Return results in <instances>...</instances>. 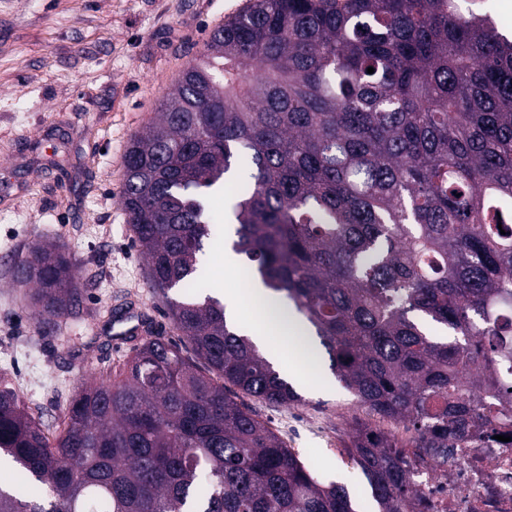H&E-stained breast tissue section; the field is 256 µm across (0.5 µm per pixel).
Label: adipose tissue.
Returning a JSON list of instances; mask_svg holds the SVG:
<instances>
[{
	"mask_svg": "<svg viewBox=\"0 0 512 512\" xmlns=\"http://www.w3.org/2000/svg\"><path fill=\"white\" fill-rule=\"evenodd\" d=\"M242 300L249 310L247 331L258 344L265 346L266 356L288 360L295 371L305 370L298 341L310 335L311 329L304 318L252 276L245 283Z\"/></svg>",
	"mask_w": 512,
	"mask_h": 512,
	"instance_id": "1",
	"label": "adipose tissue"
}]
</instances>
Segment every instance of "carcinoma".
I'll list each match as a JSON object with an SVG mask.
<instances>
[{"label": "carcinoma", "mask_w": 512, "mask_h": 512, "mask_svg": "<svg viewBox=\"0 0 512 512\" xmlns=\"http://www.w3.org/2000/svg\"><path fill=\"white\" fill-rule=\"evenodd\" d=\"M457 0H248L130 141L121 203L182 344L147 336L83 384L49 433L0 379V512H355L230 387L300 399L224 301L189 288L229 184L231 250L314 330L336 381L404 441L351 427L379 512H415L400 449L424 459L507 412L480 375L512 331V40ZM374 73H367V68ZM18 281L39 319L73 313L76 263L33 244ZM444 326L428 334L423 321Z\"/></svg>", "instance_id": "1"}]
</instances>
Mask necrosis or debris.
Listing matches in <instances>:
<instances>
[{"label": "necrosis or debris", "mask_w": 512, "mask_h": 512, "mask_svg": "<svg viewBox=\"0 0 512 512\" xmlns=\"http://www.w3.org/2000/svg\"><path fill=\"white\" fill-rule=\"evenodd\" d=\"M404 461L420 512H512V441L480 432L434 463Z\"/></svg>", "instance_id": "1"}]
</instances>
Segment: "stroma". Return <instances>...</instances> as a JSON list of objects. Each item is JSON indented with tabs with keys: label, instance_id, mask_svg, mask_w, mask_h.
Masks as SVG:
<instances>
[{
	"label": "stroma",
	"instance_id": "stroma-1",
	"mask_svg": "<svg viewBox=\"0 0 512 512\" xmlns=\"http://www.w3.org/2000/svg\"><path fill=\"white\" fill-rule=\"evenodd\" d=\"M246 0H0V377L51 424L84 382L121 368L133 343H117L112 306L135 303L153 333L177 339L147 285V261L120 203L132 136L202 50L211 30ZM57 241L82 288L73 316L38 320L14 267L36 241ZM202 285L236 292L224 242L205 253ZM308 379L287 361L281 375L301 397L247 403L324 482L344 484L357 512L377 504L349 458L353 421L374 425L337 383L325 357Z\"/></svg>",
	"mask_w": 512,
	"mask_h": 512
}]
</instances>
